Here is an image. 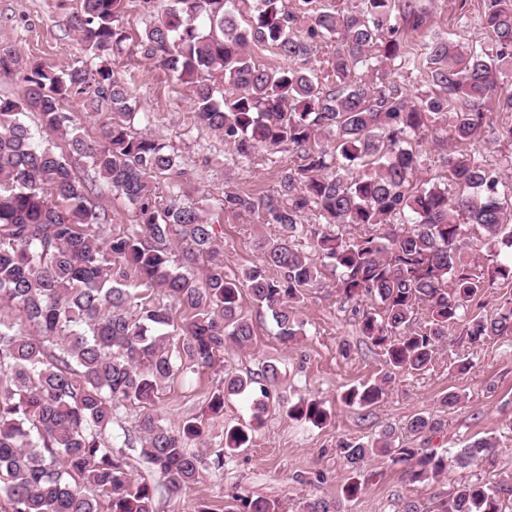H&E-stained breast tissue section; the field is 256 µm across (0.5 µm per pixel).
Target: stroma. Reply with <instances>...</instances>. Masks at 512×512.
<instances>
[{
	"label": "stroma",
	"instance_id": "obj_1",
	"mask_svg": "<svg viewBox=\"0 0 512 512\" xmlns=\"http://www.w3.org/2000/svg\"><path fill=\"white\" fill-rule=\"evenodd\" d=\"M462 3L468 7L463 21L458 18ZM80 5L81 0H0V43L17 46L45 66H66L82 54L70 27ZM480 7V0H437L433 33H451L463 43L490 48L480 26ZM113 68L133 75L138 105L152 116L150 131L184 161V189L214 226L224 248L225 274L239 275L257 262L254 242L264 227L256 217L222 209L224 187L230 184L257 196L272 192L291 155L266 153L242 164L222 140L196 123L188 83L130 52L115 57ZM335 281L334 275H326L322 287L309 291L298 314L303 334L288 346L280 341L267 310L244 299L243 310L255 333L253 348L226 349L213 369L177 375L163 388L155 407L169 426L179 427L190 417L200 422L202 440L191 448L201 456L204 468L190 488L159 495L157 512H200L204 507L224 512L234 497L246 495L278 501L283 512H304L316 500L327 502L330 512H407L411 507L416 512H438L454 487L477 480L506 486L502 503L505 512H512V336L472 346L461 327L451 328L430 368L393 377L372 407H349L341 403V393L374 379L384 363L381 355L369 350L351 305L336 293ZM460 359L472 361V368L457 372L454 364ZM269 363L279 369L269 410L250 447L226 453L224 432L252 423L253 399L226 397L223 411L214 414L208 408L210 396L224 374L257 373ZM451 393L458 397L456 404L444 406L443 398ZM302 398L323 403L331 414L326 426L289 419V404ZM417 414L438 419V431L421 438L405 434L406 422ZM389 428L398 433L400 444L426 452L456 450L481 438L492 439L495 446L479 468L457 469L421 482L410 481L405 466L383 455L351 470L340 443L371 441ZM219 453L224 467L217 471L209 462ZM352 479L363 485L353 499L343 493Z\"/></svg>",
	"mask_w": 512,
	"mask_h": 512
}]
</instances>
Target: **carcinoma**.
I'll return each instance as SVG.
<instances>
[{
	"label": "carcinoma",
	"instance_id": "1",
	"mask_svg": "<svg viewBox=\"0 0 512 512\" xmlns=\"http://www.w3.org/2000/svg\"><path fill=\"white\" fill-rule=\"evenodd\" d=\"M127 2L81 0L71 28L88 59L63 68L0 44V74L22 75L16 96H0V501L8 512H156L157 487L133 479L130 451L158 469L171 493L196 483L201 462L188 443L201 437V425L191 418L174 430L153 404L178 373L213 368L228 347L253 348L245 293L288 343L302 335L297 312L306 291L333 266L339 294L388 366L345 390L347 406L369 408L392 375L426 369L460 323L474 345L512 335V306L469 313L486 289L512 284V185L478 147L491 124L485 105L512 112V0H482L491 54L432 36L431 0H352L311 14L313 0L300 8L286 0H169L137 37L123 22ZM128 43L191 85L195 119L238 157L283 150L293 157L268 194L224 189V209L277 227L255 242L259 263L236 277L224 274L213 225L182 199L179 155L134 129L133 80L112 69ZM258 44L283 63H255L249 48ZM319 48L329 49L327 67L304 66ZM409 71L424 73L428 88L406 84ZM72 103L112 114L100 139L76 132ZM29 114L41 132L67 140L66 150L44 142L26 123ZM431 129L454 146L443 157L445 180L420 182ZM159 176L169 180L164 196L153 186ZM98 180L134 210L135 224L107 237L100 231L112 218L92 201ZM451 185L475 193L452 197ZM314 213L324 228L305 223ZM344 225L362 232L347 236L338 231ZM301 238L323 264L299 247ZM485 246L492 262L482 266L471 255ZM175 305L184 312L179 323ZM422 307L428 321L420 327ZM277 374L269 364L256 377L225 375L210 409L222 411L226 397L254 384L269 398ZM129 405L142 412L114 449L116 410ZM288 416L319 427L330 413L302 398ZM436 428L415 415L404 430L420 438ZM394 436L344 441L341 454L357 469L381 453L409 465L410 480L419 481L477 467L494 447L482 438L451 454H423ZM251 439V428L234 426L225 450L239 452ZM234 501L235 512H280L261 496ZM439 512L503 507L497 487L468 482Z\"/></svg>",
	"mask_w": 512,
	"mask_h": 512
}]
</instances>
